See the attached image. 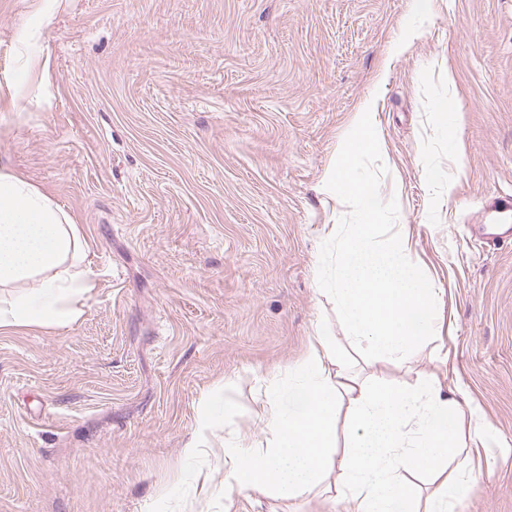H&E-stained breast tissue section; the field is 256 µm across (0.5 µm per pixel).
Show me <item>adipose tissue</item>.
<instances>
[{"instance_id":"obj_1","label":"adipose tissue","mask_w":512,"mask_h":512,"mask_svg":"<svg viewBox=\"0 0 512 512\" xmlns=\"http://www.w3.org/2000/svg\"><path fill=\"white\" fill-rule=\"evenodd\" d=\"M89 252L81 226L50 196L0 171V332L75 324L94 289ZM268 378L257 412L268 436H243L225 449V491L293 498L329 480L347 512H454L467 498L475 474L448 460L472 456L488 433L479 408L461 402L438 373L410 389L362 378L320 335L286 373ZM223 412L218 387L201 401L185 457L219 443ZM416 476L428 479L429 494L415 491Z\"/></svg>"}]
</instances>
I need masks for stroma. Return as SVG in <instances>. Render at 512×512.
Listing matches in <instances>:
<instances>
[{"instance_id":"obj_1","label":"stroma","mask_w":512,"mask_h":512,"mask_svg":"<svg viewBox=\"0 0 512 512\" xmlns=\"http://www.w3.org/2000/svg\"><path fill=\"white\" fill-rule=\"evenodd\" d=\"M411 6L0 0V169L81 225L97 274L78 324L0 332V512H345L318 489L225 494L219 455L182 450L217 384L223 436L262 441L267 372L320 332L348 349L317 271L348 212L326 181L367 104L444 383L495 434L457 512H512V246L471 232L512 224V0H435L390 56ZM351 359L402 385L435 369L427 346Z\"/></svg>"}]
</instances>
